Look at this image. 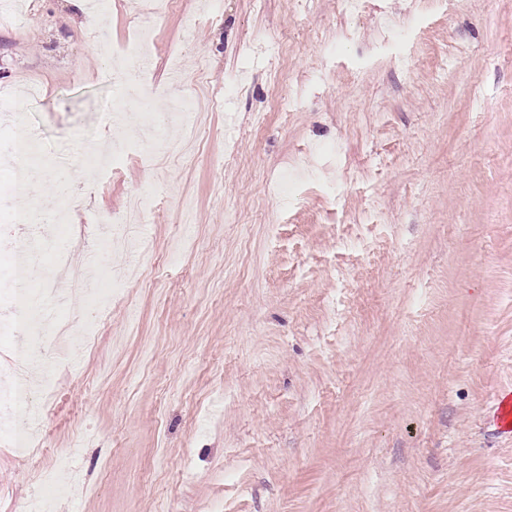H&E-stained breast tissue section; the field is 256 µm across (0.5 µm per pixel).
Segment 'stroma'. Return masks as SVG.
Instances as JSON below:
<instances>
[{"label": "stroma", "instance_id": "1", "mask_svg": "<svg viewBox=\"0 0 512 512\" xmlns=\"http://www.w3.org/2000/svg\"><path fill=\"white\" fill-rule=\"evenodd\" d=\"M31 2L0 22V87L70 223L150 202L142 245L88 241L87 294L51 283L94 341L37 344L53 388L13 415L29 450L0 440V512H512V0H105L104 45ZM143 37L150 98L196 110L83 167Z\"/></svg>", "mask_w": 512, "mask_h": 512}]
</instances>
